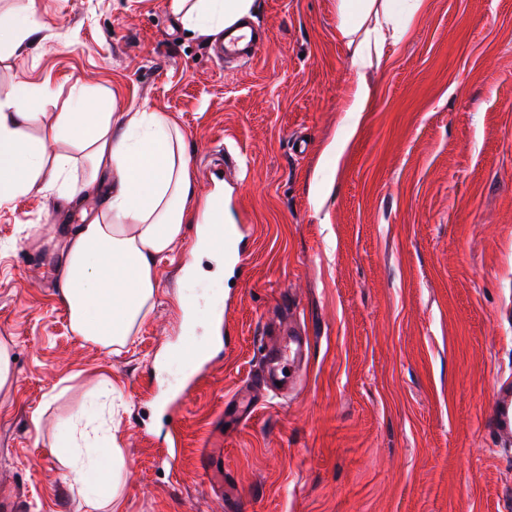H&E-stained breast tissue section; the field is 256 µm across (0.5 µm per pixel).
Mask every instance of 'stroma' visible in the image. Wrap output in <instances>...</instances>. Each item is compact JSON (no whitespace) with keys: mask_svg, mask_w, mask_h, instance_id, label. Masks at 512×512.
Masks as SVG:
<instances>
[{"mask_svg":"<svg viewBox=\"0 0 512 512\" xmlns=\"http://www.w3.org/2000/svg\"><path fill=\"white\" fill-rule=\"evenodd\" d=\"M427 3L368 73L372 106L353 124L336 0H255L270 38L243 66L220 64L164 0H35L40 30L0 60V94L40 87L52 119L81 89L109 112L175 118L197 195L231 198L250 261L236 276L195 259L187 276L176 249L153 309L107 353L73 333L49 272L64 226L96 203L68 212L44 191L0 207V502L85 512L49 445L107 379L125 401L124 512H512V446L484 427L512 381V0ZM284 312L309 340L301 385L260 398L208 455L260 371L263 322ZM184 344L223 351L169 420L155 373L177 375ZM172 448L178 466L161 467Z\"/></svg>","mask_w":512,"mask_h":512,"instance_id":"stroma-1","label":"stroma"}]
</instances>
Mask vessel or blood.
I'll return each mask as SVG.
<instances>
[{
	"mask_svg": "<svg viewBox=\"0 0 512 512\" xmlns=\"http://www.w3.org/2000/svg\"><path fill=\"white\" fill-rule=\"evenodd\" d=\"M269 38L266 28L241 22L224 30V59L228 62L246 63L253 59L256 47ZM243 227L228 224L222 235L213 239V245L232 264L234 271H244L246 256L242 249ZM263 367L257 375L253 390L237 395L234 399L233 419L249 418L256 406L257 393L277 392L279 386H295L302 376L294 359L301 354L304 343L293 325L286 319H270L263 325ZM211 350L194 345L183 348L181 359L192 374L202 373L211 363ZM492 431L507 442L512 441V385L504 384L498 392L497 408L489 421Z\"/></svg>",
	"mask_w": 512,
	"mask_h": 512,
	"instance_id": "b4317fda",
	"label": "vessel or blood"
}]
</instances>
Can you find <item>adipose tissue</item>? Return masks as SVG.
Instances as JSON below:
<instances>
[{
    "mask_svg": "<svg viewBox=\"0 0 512 512\" xmlns=\"http://www.w3.org/2000/svg\"><path fill=\"white\" fill-rule=\"evenodd\" d=\"M255 0H165L187 30L211 38L243 17ZM425 0H336L337 36L358 72L372 69L386 45L397 44L422 16ZM38 91L20 82L0 97V207L34 191L59 189L66 204L96 199L88 224L69 225L57 243L51 272L73 332L108 351L124 345L152 310L155 264L185 237L187 225H220L224 210L198 198L179 123L161 112H98L83 96L60 113L51 139L83 149L86 172L72 181L76 158L50 154L47 142L25 129L43 115L32 105ZM50 139V140H51ZM112 428L77 419L59 452L69 486L92 508L119 512L117 487L124 472Z\"/></svg>",
    "mask_w": 512,
    "mask_h": 512,
    "instance_id": "1",
    "label": "adipose tissue"
}]
</instances>
